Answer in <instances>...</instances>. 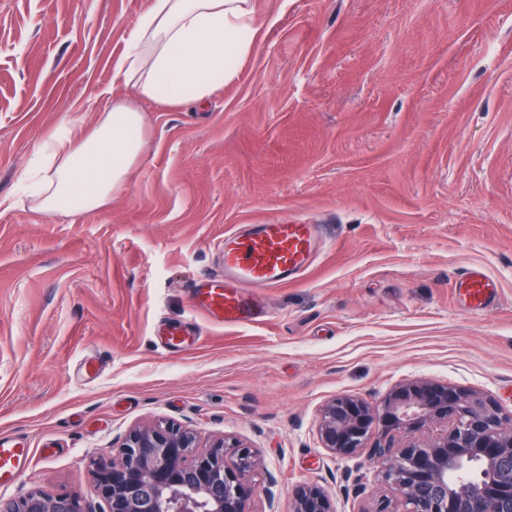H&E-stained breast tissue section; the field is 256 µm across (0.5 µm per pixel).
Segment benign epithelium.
I'll return each instance as SVG.
<instances>
[{"label":"benign epithelium","instance_id":"1","mask_svg":"<svg viewBox=\"0 0 512 512\" xmlns=\"http://www.w3.org/2000/svg\"><path fill=\"white\" fill-rule=\"evenodd\" d=\"M317 436L336 456L363 450L402 512H512V422L478 391L429 378L394 385L378 402L341 394L320 409ZM478 461L487 475L459 477ZM261 459L236 438L200 449L196 433L167 421L137 426L91 463L109 512H253ZM292 512H336L315 483L292 488ZM0 512H91L77 496L30 489Z\"/></svg>","mask_w":512,"mask_h":512}]
</instances>
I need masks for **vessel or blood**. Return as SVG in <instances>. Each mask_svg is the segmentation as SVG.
I'll list each match as a JSON object with an SVG mask.
<instances>
[{
    "label": "vessel or blood",
    "instance_id": "vessel-or-blood-1",
    "mask_svg": "<svg viewBox=\"0 0 512 512\" xmlns=\"http://www.w3.org/2000/svg\"><path fill=\"white\" fill-rule=\"evenodd\" d=\"M317 236V225L306 223L249 224L242 232L224 236L217 244L224 256V273L194 283L193 305L216 324L252 321L253 309L241 284L271 287L297 279L308 266ZM458 286L470 310H490L494 285L481 268L469 269ZM29 459V448L0 436V485L15 482Z\"/></svg>",
    "mask_w": 512,
    "mask_h": 512
}]
</instances>
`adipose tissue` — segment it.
Instances as JSON below:
<instances>
[{"instance_id": "adipose-tissue-1", "label": "adipose tissue", "mask_w": 512, "mask_h": 512, "mask_svg": "<svg viewBox=\"0 0 512 512\" xmlns=\"http://www.w3.org/2000/svg\"><path fill=\"white\" fill-rule=\"evenodd\" d=\"M259 29L252 0H154L112 80L173 108L203 102L237 76ZM145 144L141 112L118 100H104L82 138L61 124L36 146L25 174L34 208L52 216L104 207L126 184Z\"/></svg>"}]
</instances>
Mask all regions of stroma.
<instances>
[{
  "instance_id": "obj_1",
  "label": "stroma",
  "mask_w": 512,
  "mask_h": 512,
  "mask_svg": "<svg viewBox=\"0 0 512 512\" xmlns=\"http://www.w3.org/2000/svg\"><path fill=\"white\" fill-rule=\"evenodd\" d=\"M153 0H0V435L32 448L0 501L36 488L107 512L92 459L137 425L243 440L254 512L317 482L337 512L399 497L366 455L321 448V406L426 377L512 415V0H253L255 51L202 104L113 83ZM147 149L105 207L47 216L20 195L33 149L99 88ZM319 225L304 275L246 287L218 325L190 286L242 224ZM482 268L477 314L454 284ZM191 323L200 342H160Z\"/></svg>"
}]
</instances>
